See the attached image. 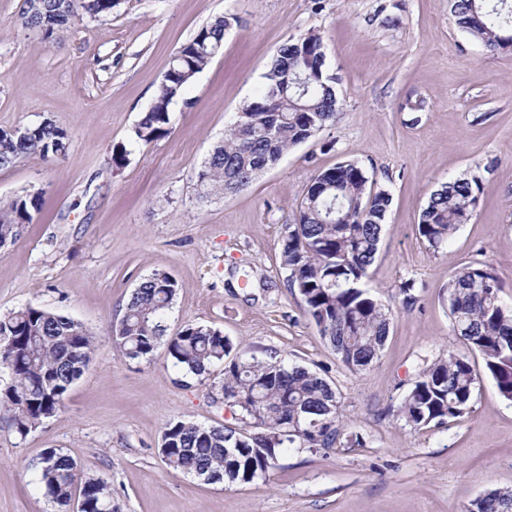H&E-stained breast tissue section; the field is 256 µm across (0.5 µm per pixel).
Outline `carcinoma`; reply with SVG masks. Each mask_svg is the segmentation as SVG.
<instances>
[{
	"label": "carcinoma",
	"mask_w": 512,
	"mask_h": 512,
	"mask_svg": "<svg viewBox=\"0 0 512 512\" xmlns=\"http://www.w3.org/2000/svg\"><path fill=\"white\" fill-rule=\"evenodd\" d=\"M488 0H451L457 26L492 50L512 48V10L502 15ZM114 0H43L42 11L26 27L54 40L78 20L105 18ZM231 18L223 15L202 27L168 63L157 93L132 130V139L150 144L172 130V105L224 44ZM322 38L308 30L283 44L264 74L259 92L245 102L234 124L203 162L197 175L200 203L233 195L275 166L289 149L316 137L336 122L335 83L324 71ZM69 135L44 120L22 136L0 129V168L36 156L49 161L67 153ZM482 177L444 183L422 208L417 229L438 249L472 216L466 203L478 204ZM390 194L374 190L355 162L318 171L301 202L295 223L285 225L280 267L285 287L298 294L303 312L320 336L351 371L375 362L389 335L392 309L365 287L375 260ZM42 208L41 193L25 191L0 201V247L14 244L23 225ZM178 283L155 271L132 291L113 329L122 354L151 359L160 345L184 374L204 378L233 351V342L210 325L191 323L167 334L166 314ZM448 318L469 353L448 352L420 370L394 409L414 431L459 420L480 385L469 354L477 353L484 373L501 398L512 402V304L487 261H472L448 278ZM95 347L93 332L67 314L28 305L0 316V370L11 382L0 391V412L25 437L55 416ZM224 402L240 409L241 424L204 426L174 421L159 448L167 466L212 484L250 483L266 477L289 448L362 447L357 435L343 433L340 397L324 378L272 357L233 359L224 366ZM43 495L70 512H121L107 482L85 475L57 448L47 449L37 465ZM465 512H512V487H499L472 500Z\"/></svg>",
	"instance_id": "obj_1"
}]
</instances>
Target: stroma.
<instances>
[{
    "label": "stroma",
    "instance_id": "obj_1",
    "mask_svg": "<svg viewBox=\"0 0 512 512\" xmlns=\"http://www.w3.org/2000/svg\"><path fill=\"white\" fill-rule=\"evenodd\" d=\"M23 0H0V129L48 119L64 128V158L0 169V199L41 192L42 211L0 249V314L35 304L81 321L96 337L61 411L27 436L0 418V512H55L36 483L57 448L112 487L122 512H464L512 486V403L482 378L469 414L418 432L390 413L425 361L465 351L448 318V278L489 261L512 303V51H488L454 22L449 0H116L53 41L22 23ZM234 23L223 50L173 105L170 135L133 145L170 58L212 18ZM323 41L340 116L233 196L196 200L213 145L254 97L277 49L307 30ZM422 102L413 112L409 103ZM128 146L123 167L115 148ZM358 163L392 202L369 269L393 309L377 361L349 371L287 292L280 238L310 180ZM481 175L485 193L447 247L417 232L430 193ZM156 271L178 283L167 333L204 323L257 357L278 358L336 386L347 433L364 447L293 449L266 478L209 484L171 470L166 425L238 424L221 402L223 365L183 376L158 347L121 355L112 329L138 283ZM419 296L402 303L400 283Z\"/></svg>",
    "mask_w": 512,
    "mask_h": 512
}]
</instances>
